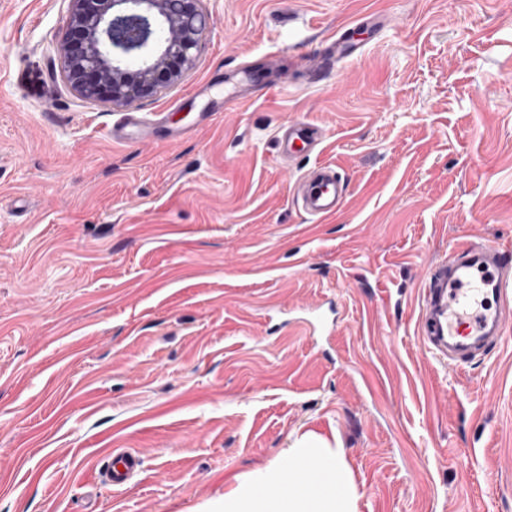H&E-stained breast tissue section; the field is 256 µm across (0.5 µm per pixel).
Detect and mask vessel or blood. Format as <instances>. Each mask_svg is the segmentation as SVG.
<instances>
[{
  "instance_id": "1",
  "label": "vessel or blood",
  "mask_w": 512,
  "mask_h": 512,
  "mask_svg": "<svg viewBox=\"0 0 512 512\" xmlns=\"http://www.w3.org/2000/svg\"><path fill=\"white\" fill-rule=\"evenodd\" d=\"M383 17L366 12L344 25L328 45L325 61L342 63L363 56L366 44L354 40L356 29L379 33ZM162 119L131 112L113 124L109 135L118 141L137 136L150 140ZM322 140L319 125L293 119L278 130L276 144L281 161L311 155ZM296 200L310 218L324 220L341 207L346 184L337 167L318 163L295 183ZM418 331L438 362L463 369L512 333V252L481 238L457 243L446 259L432 264L422 295ZM141 467L140 456L128 448L113 449L103 466V478L119 489Z\"/></svg>"
}]
</instances>
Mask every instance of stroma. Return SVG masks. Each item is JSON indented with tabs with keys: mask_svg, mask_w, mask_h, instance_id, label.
Here are the masks:
<instances>
[{
	"mask_svg": "<svg viewBox=\"0 0 512 512\" xmlns=\"http://www.w3.org/2000/svg\"><path fill=\"white\" fill-rule=\"evenodd\" d=\"M68 7L0 0V512H209L304 438L358 512H512V338L455 371L417 334L434 260L512 247V0H203L194 67L127 106L65 79ZM367 11L380 40L311 79ZM245 59L254 99L193 136H108L191 124ZM294 117L348 185L318 223L293 195L316 160L277 154ZM114 448L142 458L118 492ZM157 119H148L135 112L126 114L119 122L108 129V134L116 141H127L129 132L134 131L136 138L140 140H152L158 128L165 124L164 114H159Z\"/></svg>",
	"mask_w": 512,
	"mask_h": 512,
	"instance_id": "stroma-1",
	"label": "stroma"
}]
</instances>
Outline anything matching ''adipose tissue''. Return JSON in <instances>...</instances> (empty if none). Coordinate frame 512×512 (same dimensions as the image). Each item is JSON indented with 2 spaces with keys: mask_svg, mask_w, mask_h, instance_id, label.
I'll use <instances>...</instances> for the list:
<instances>
[{
  "mask_svg": "<svg viewBox=\"0 0 512 512\" xmlns=\"http://www.w3.org/2000/svg\"><path fill=\"white\" fill-rule=\"evenodd\" d=\"M342 453L300 443L261 478L224 496L219 512H357Z\"/></svg>",
  "mask_w": 512,
  "mask_h": 512,
  "instance_id": "1",
  "label": "adipose tissue"
}]
</instances>
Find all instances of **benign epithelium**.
<instances>
[{"label":"benign epithelium","instance_id":"benign-epithelium-1","mask_svg":"<svg viewBox=\"0 0 512 512\" xmlns=\"http://www.w3.org/2000/svg\"><path fill=\"white\" fill-rule=\"evenodd\" d=\"M201 0H69L62 72L85 98L99 86L114 105L131 104L175 84L193 68L210 28ZM138 63L136 69L130 62Z\"/></svg>","mask_w":512,"mask_h":512}]
</instances>
